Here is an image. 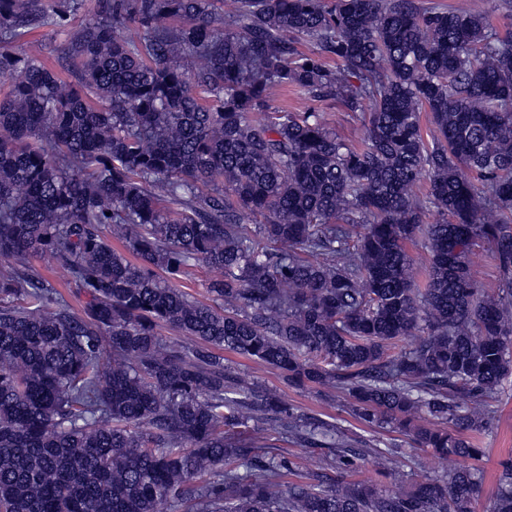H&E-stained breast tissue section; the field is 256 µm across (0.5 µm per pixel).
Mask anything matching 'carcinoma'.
Listing matches in <instances>:
<instances>
[{"mask_svg":"<svg viewBox=\"0 0 512 512\" xmlns=\"http://www.w3.org/2000/svg\"><path fill=\"white\" fill-rule=\"evenodd\" d=\"M218 2L97 0L63 78L13 43L82 4L0 0V512H473L476 467L347 480L364 459L392 474L401 449L299 413L224 352L341 391L436 458L480 460L471 434L512 374V33L463 2ZM288 86L370 102L363 136L273 109ZM482 243L506 278L493 296L468 263ZM37 255L82 313L29 275ZM200 265L217 272L207 302L175 283ZM274 435L326 449L334 478L284 480ZM493 512H512V463ZM408 251L417 269V281L422 285L430 261V253L422 234L418 235L414 243L408 244ZM30 273L50 280L55 287L65 291L66 298L74 311L80 312L84 304V297L76 293L75 288H64L68 280V274L61 267L57 266L49 257L38 256L30 260Z\"/></svg>","mask_w":512,"mask_h":512,"instance_id":"carcinoma-1","label":"carcinoma"}]
</instances>
